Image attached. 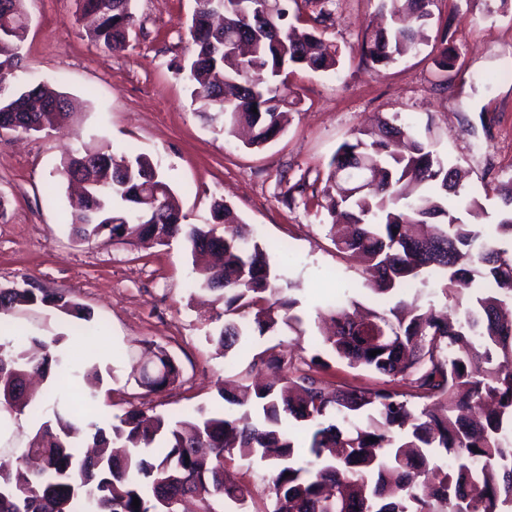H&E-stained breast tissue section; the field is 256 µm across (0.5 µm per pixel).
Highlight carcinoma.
Segmentation results:
<instances>
[{
	"instance_id": "obj_1",
	"label": "carcinoma",
	"mask_w": 512,
	"mask_h": 512,
	"mask_svg": "<svg viewBox=\"0 0 512 512\" xmlns=\"http://www.w3.org/2000/svg\"><path fill=\"white\" fill-rule=\"evenodd\" d=\"M3 1L12 25L22 28L26 0ZM431 2L382 0L391 24L362 31L359 63L387 67L427 46ZM79 4L95 16L93 42L110 51L126 47L136 25L133 0ZM262 6L263 0H227L224 26L214 27L209 0H195L181 71L203 111L224 113V134L250 130L251 148L279 135L285 110L297 104L290 73L327 72L342 63L339 46L324 36L325 7L308 15L310 31L297 35L288 0L272 15ZM23 41L22 33L0 37V113L15 111L20 131L40 133L67 119L71 102L49 83L10 81ZM446 41L435 59L443 72L457 61ZM87 162L97 166L85 175L75 239L107 233L131 245L160 229L170 240L182 237L194 254L219 257L221 264L195 269L200 288L224 304V323L208 339L227 355L255 336L267 338L270 345L248 371L261 365L275 378L218 389L236 407L232 414L198 406L170 419L132 407L100 424L88 414L92 397L77 406L70 391L49 380L56 374L98 382L97 364L82 369L69 362L59 336L0 344V413L41 421L21 455L0 448V512H169L179 493L195 499L198 512H512V254L501 247L512 241V180L495 189L490 235L479 223L482 203L461 194L458 167L412 125L381 116L339 145L322 188L304 179L288 186V201L327 210L336 253L363 259L377 302L362 314L354 300L334 308L324 354L299 361L276 340L284 329H298L299 300L286 293L266 245L231 206L214 204L210 224H184L149 156H118L94 138L65 153L59 178L69 180ZM418 286L439 289L454 301L453 311L425 306L417 294L391 302ZM37 303L90 321L63 294L0 288V312ZM357 316L394 325L395 338L372 343L353 330L350 318ZM373 350L380 354L370 356ZM149 359L162 371L147 392L178 380L179 367L165 350L155 348ZM332 360L386 381L333 387L324 379ZM290 420L313 428L308 462L286 430ZM252 458L270 468L258 501L249 471L235 467Z\"/></svg>"
}]
</instances>
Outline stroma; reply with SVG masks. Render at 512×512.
I'll use <instances>...</instances> for the list:
<instances>
[{
	"instance_id": "stroma-1",
	"label": "stroma",
	"mask_w": 512,
	"mask_h": 512,
	"mask_svg": "<svg viewBox=\"0 0 512 512\" xmlns=\"http://www.w3.org/2000/svg\"><path fill=\"white\" fill-rule=\"evenodd\" d=\"M194 0H135L137 26L124 50L110 52L88 37L76 0H26L29 28L21 47V84L54 77L75 109L60 128L0 135V287L26 281L62 293L90 313L93 334L78 319L43 306L0 316L2 341L65 335L70 360L109 364L114 377L95 387V403L111 415L137 407L178 417L219 400L217 389L245 368L262 339L228 356L207 339L223 304H211L194 283L189 250L131 246L109 237L76 241L70 234V191L57 174L64 152L80 137L114 151L134 150L157 163L189 224L211 220L214 202L230 204L268 248L270 263L298 298L302 334L280 340L294 356L321 348L317 313L358 300L373 306L359 266L337 258L325 217L283 193L299 179L327 172L338 146L375 116L399 117L416 129L432 124L439 150L467 176L493 231L495 187L512 179V0H434L432 38L447 37L460 68L442 72L430 48L383 70L359 66L351 49L379 22L380 0H328L325 36L347 57L338 72L298 71L289 81L300 102L283 132L260 148L224 133L223 120L200 112L175 69L188 55ZM148 345L163 348L179 380L150 394L129 375Z\"/></svg>"
}]
</instances>
